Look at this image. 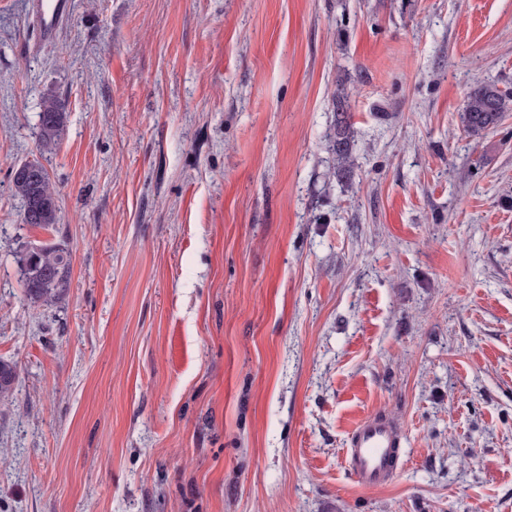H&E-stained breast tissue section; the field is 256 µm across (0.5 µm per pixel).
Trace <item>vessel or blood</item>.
<instances>
[{
	"label": "vessel or blood",
	"mask_w": 512,
	"mask_h": 512,
	"mask_svg": "<svg viewBox=\"0 0 512 512\" xmlns=\"http://www.w3.org/2000/svg\"><path fill=\"white\" fill-rule=\"evenodd\" d=\"M32 7L40 39L54 42L70 9L69 0H32ZM400 446L401 436L390 420L369 416L350 431L344 464L361 484L381 487L397 467Z\"/></svg>",
	"instance_id": "obj_1"
}]
</instances>
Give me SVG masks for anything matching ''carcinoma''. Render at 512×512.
<instances>
[{
	"instance_id": "obj_1",
	"label": "carcinoma",
	"mask_w": 512,
	"mask_h": 512,
	"mask_svg": "<svg viewBox=\"0 0 512 512\" xmlns=\"http://www.w3.org/2000/svg\"><path fill=\"white\" fill-rule=\"evenodd\" d=\"M335 119L328 139L336 156L337 176L354 178L355 131L352 126L344 97L336 94ZM512 112V92L492 84H478L469 93L460 121L468 137L477 140L488 131L498 127L508 113ZM66 120L64 103L56 98H47L39 114L40 140L43 145L52 144L63 131ZM41 177L32 180L11 177L15 192L24 203L21 221L24 224H39L49 227L58 223L56 190L47 170L37 165ZM21 271L27 297L34 303L50 305L59 298L69 283L72 267L71 253L58 246L47 245L40 253L23 254ZM16 379V365L0 360V397L9 396Z\"/></svg>"
}]
</instances>
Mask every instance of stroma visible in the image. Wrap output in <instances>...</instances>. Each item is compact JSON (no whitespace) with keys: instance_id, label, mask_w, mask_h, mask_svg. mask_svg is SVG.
Returning <instances> with one entry per match:
<instances>
[{"instance_id":"1","label":"stroma","mask_w":512,"mask_h":512,"mask_svg":"<svg viewBox=\"0 0 512 512\" xmlns=\"http://www.w3.org/2000/svg\"><path fill=\"white\" fill-rule=\"evenodd\" d=\"M480 83L512 91V0H71L51 45L0 0V512H512V112L468 138ZM373 414L382 488L343 463ZM333 98L335 100V119L328 135L329 147L336 156L337 176L340 179L344 178L351 181L354 178L355 169V157L353 155L355 131L349 112H347L344 97L336 94ZM66 120L64 103L56 98H47L39 114L40 140L47 146L56 141L63 131ZM33 162L41 174L40 179L15 177L13 168L11 181L15 192L24 203L22 223L49 227L58 223L56 190L47 170L39 162ZM20 262L25 292L33 303L50 305L67 288L72 267L69 250L46 245L42 253L26 251ZM397 448H401V436L395 425L383 417L368 416L350 431L344 464L361 484L381 487L397 467Z\"/></svg>"}]
</instances>
